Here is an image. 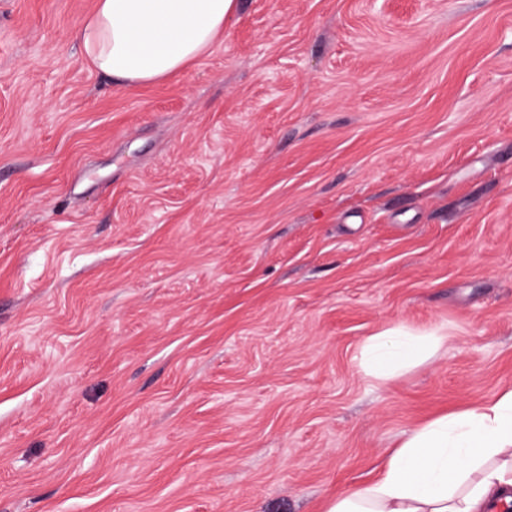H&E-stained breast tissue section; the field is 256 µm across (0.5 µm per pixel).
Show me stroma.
<instances>
[{
	"instance_id": "35a3bbf8",
	"label": "stroma",
	"mask_w": 512,
	"mask_h": 512,
	"mask_svg": "<svg viewBox=\"0 0 512 512\" xmlns=\"http://www.w3.org/2000/svg\"><path fill=\"white\" fill-rule=\"evenodd\" d=\"M94 2L0 0V512H323L512 387V0H239L132 89ZM443 338L446 336L414 333L401 326L386 329L366 340L359 368L375 379H385L393 370L425 357Z\"/></svg>"
}]
</instances>
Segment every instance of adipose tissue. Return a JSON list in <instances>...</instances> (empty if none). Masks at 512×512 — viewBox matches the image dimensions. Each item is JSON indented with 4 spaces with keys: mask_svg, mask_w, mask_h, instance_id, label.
I'll return each instance as SVG.
<instances>
[{
    "mask_svg": "<svg viewBox=\"0 0 512 512\" xmlns=\"http://www.w3.org/2000/svg\"><path fill=\"white\" fill-rule=\"evenodd\" d=\"M236 8V0H95L78 37L96 70L133 88L187 70ZM439 342L392 327L366 340L359 368L383 379ZM500 499L512 500V388L417 426L372 483L336 492L325 512H488Z\"/></svg>",
    "mask_w": 512,
    "mask_h": 512,
    "instance_id": "ef3b65f1",
    "label": "adipose tissue"
}]
</instances>
